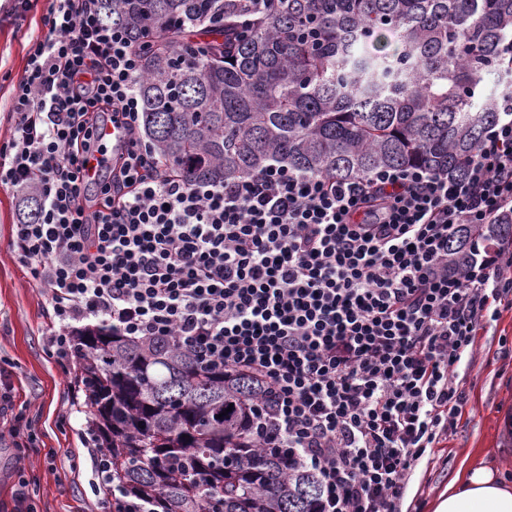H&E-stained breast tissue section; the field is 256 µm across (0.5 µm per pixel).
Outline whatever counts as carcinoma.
<instances>
[{
  "label": "carcinoma",
  "instance_id": "1",
  "mask_svg": "<svg viewBox=\"0 0 512 512\" xmlns=\"http://www.w3.org/2000/svg\"><path fill=\"white\" fill-rule=\"evenodd\" d=\"M104 23L150 42L135 90L148 143L188 182L243 178L272 163L354 178L424 165L463 172L512 103V0H275L248 34L170 47L214 0H99ZM393 35L391 53L374 49ZM503 84L475 101L483 74ZM79 390L112 486L166 512H316L313 473L259 445L257 384L166 343L100 326L76 336ZM232 412L223 414L226 408Z\"/></svg>",
  "mask_w": 512,
  "mask_h": 512
}]
</instances>
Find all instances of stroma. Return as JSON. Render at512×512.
Returning <instances> with one entry per match:
<instances>
[{"label":"stroma","instance_id":"1","mask_svg":"<svg viewBox=\"0 0 512 512\" xmlns=\"http://www.w3.org/2000/svg\"><path fill=\"white\" fill-rule=\"evenodd\" d=\"M10 5L0 0V141L9 136L12 91L49 0H32L20 18ZM18 218V197L0 189V368L10 373L15 406L32 426L25 467L17 466L14 449L0 446V512H11L13 486L22 477L36 491V512H101L95 450L87 442L91 414L77 395L78 367L51 356L52 309L8 252ZM497 308L478 331L472 357L456 370L467 402L446 438L415 468L402 502L407 512H433L449 481L480 464L512 488V292Z\"/></svg>","mask_w":512,"mask_h":512}]
</instances>
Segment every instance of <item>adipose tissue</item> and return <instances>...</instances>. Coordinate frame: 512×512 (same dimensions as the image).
Instances as JSON below:
<instances>
[{"label": "adipose tissue", "instance_id": "obj_1", "mask_svg": "<svg viewBox=\"0 0 512 512\" xmlns=\"http://www.w3.org/2000/svg\"><path fill=\"white\" fill-rule=\"evenodd\" d=\"M434 512H512V489L491 468L472 467L449 483Z\"/></svg>", "mask_w": 512, "mask_h": 512}]
</instances>
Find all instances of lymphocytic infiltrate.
<instances>
[{
  "label": "lymphocytic infiltrate",
  "mask_w": 512,
  "mask_h": 512,
  "mask_svg": "<svg viewBox=\"0 0 512 512\" xmlns=\"http://www.w3.org/2000/svg\"><path fill=\"white\" fill-rule=\"evenodd\" d=\"M142 49L104 24L98 0H50L13 92L0 186L39 193L12 253L59 323L112 327L192 352L264 386L256 429L313 471L318 512H401L411 475L465 403L462 358L512 291V240L465 227L512 222V117L489 128L463 176L422 166L337 179L272 164L190 183L145 141L133 89ZM109 123L127 137L102 181L80 166ZM96 475L110 512H157Z\"/></svg>",
  "instance_id": "f902f5d3"
}]
</instances>
